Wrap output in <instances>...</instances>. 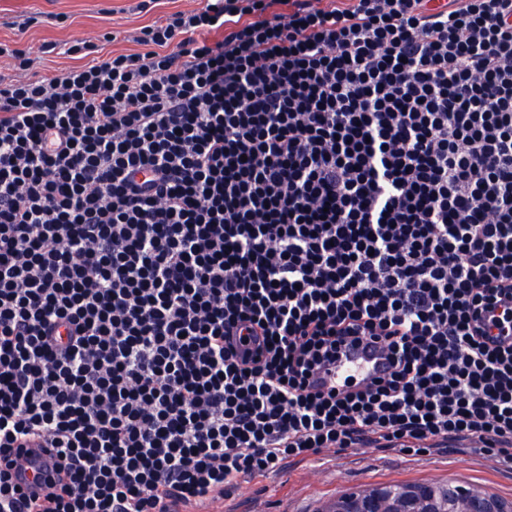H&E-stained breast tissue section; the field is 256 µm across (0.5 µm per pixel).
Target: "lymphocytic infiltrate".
Wrapping results in <instances>:
<instances>
[{"mask_svg": "<svg viewBox=\"0 0 512 512\" xmlns=\"http://www.w3.org/2000/svg\"><path fill=\"white\" fill-rule=\"evenodd\" d=\"M0 44V512H184L336 448L512 469V0H203ZM391 365L313 383L340 343Z\"/></svg>", "mask_w": 512, "mask_h": 512, "instance_id": "f902f5d3", "label": "lymphocytic infiltrate"}]
</instances>
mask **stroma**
I'll list each match as a JSON object with an SVG mask.
<instances>
[{"instance_id":"35a3bbf8","label":"stroma","mask_w":512,"mask_h":512,"mask_svg":"<svg viewBox=\"0 0 512 512\" xmlns=\"http://www.w3.org/2000/svg\"><path fill=\"white\" fill-rule=\"evenodd\" d=\"M138 0H0V42L26 49L33 69L58 76L83 65L78 55L45 53L46 43L65 45L77 38L95 39L117 31L104 43L105 53L139 51L141 30L168 13L190 11L200 0H154L139 10ZM453 482L474 486L512 500V473L490 466L482 458L456 450L439 456H408L362 448L327 453L324 459L289 462L278 474L242 481L231 499L207 504L202 512H318L337 495L389 483Z\"/></svg>"}]
</instances>
